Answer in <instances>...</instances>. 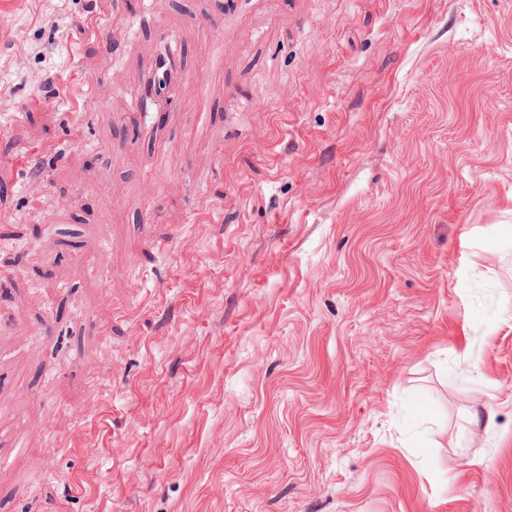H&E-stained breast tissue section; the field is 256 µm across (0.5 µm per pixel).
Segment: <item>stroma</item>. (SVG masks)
I'll return each mask as SVG.
<instances>
[{"label":"stroma","mask_w":512,"mask_h":512,"mask_svg":"<svg viewBox=\"0 0 512 512\" xmlns=\"http://www.w3.org/2000/svg\"><path fill=\"white\" fill-rule=\"evenodd\" d=\"M0 512H512V0H0Z\"/></svg>","instance_id":"35a3bbf8"}]
</instances>
